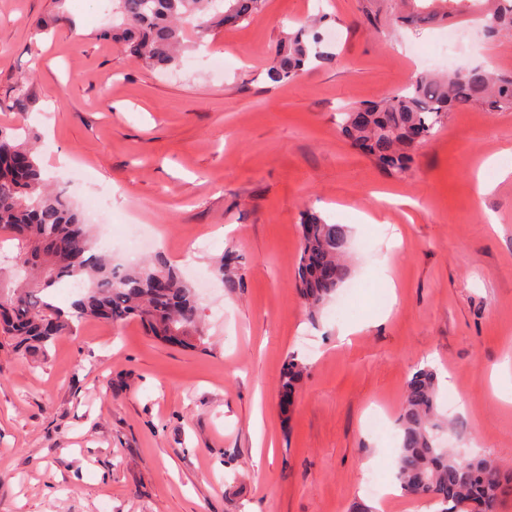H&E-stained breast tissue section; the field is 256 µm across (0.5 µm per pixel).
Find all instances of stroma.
Returning <instances> with one entry per match:
<instances>
[{
  "label": "stroma",
  "mask_w": 512,
  "mask_h": 512,
  "mask_svg": "<svg viewBox=\"0 0 512 512\" xmlns=\"http://www.w3.org/2000/svg\"><path fill=\"white\" fill-rule=\"evenodd\" d=\"M320 9L337 62L270 82L283 32ZM396 11L395 0H267L252 21L191 37L162 73L105 36L110 0H0V126L27 125L87 222L108 192L99 249L118 264L163 252L196 286L208 337L184 349L136 322H87L43 354L0 348V512H350L359 499L435 512L365 490L370 475L395 485L399 446L368 416H397L424 365L452 377L438 401L458 425L440 444L512 472V382L496 376L512 357V112L451 113L403 177L337 127L348 107L452 62L512 75V38L457 18L397 27ZM21 92L26 109L10 110ZM378 192L397 201L363 223ZM306 208L349 229L348 280L365 285L350 316L332 301L309 316L299 297ZM229 251L242 258L234 290L216 275ZM292 356L307 372L286 415L278 380Z\"/></svg>",
  "instance_id": "obj_1"
}]
</instances>
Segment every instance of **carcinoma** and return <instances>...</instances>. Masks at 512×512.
Returning <instances> with one entry per match:
<instances>
[{
    "label": "carcinoma",
    "instance_id": "cac0c4a2",
    "mask_svg": "<svg viewBox=\"0 0 512 512\" xmlns=\"http://www.w3.org/2000/svg\"><path fill=\"white\" fill-rule=\"evenodd\" d=\"M266 0H112V29L125 51L152 69L178 67L186 49L185 25L199 36L259 16ZM470 20L495 37L512 33V0H485L467 8ZM325 14L280 38L266 70L273 83H291L310 66L332 64L319 28ZM469 107L512 111V75L486 66L455 69L446 76L420 73L404 89L384 94L342 113L339 129L353 150L388 175L410 169L418 143L429 140L450 113ZM17 242L24 266H0V343L43 351L74 323L103 321L121 326L138 321L161 340L205 348L194 289L158 254L135 266H121L95 252L89 225L71 198L43 178L40 159L28 141L0 128V235ZM348 230L304 210L297 267L299 293L316 314L349 276ZM225 286L239 285L234 257L218 266ZM80 283L67 308L49 289L66 280ZM306 366L294 357L280 379V393L293 399ZM437 375L418 368L406 385L397 419L400 447L394 462L397 482L407 494L439 506L437 512H497L509 479L492 460L457 448H442L438 432L450 426L437 405Z\"/></svg>",
    "mask_w": 512,
    "mask_h": 512
}]
</instances>
